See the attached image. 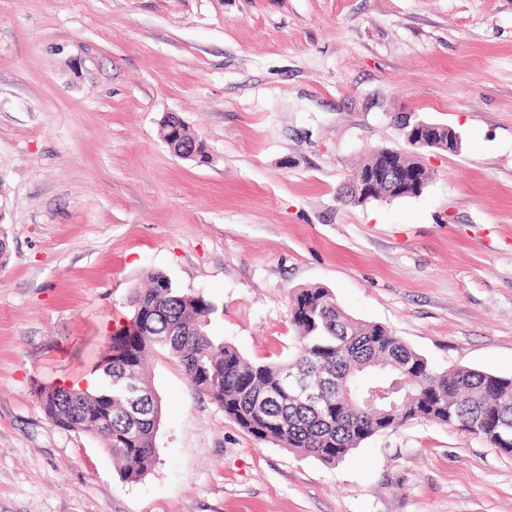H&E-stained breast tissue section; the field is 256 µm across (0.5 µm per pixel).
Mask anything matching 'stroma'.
<instances>
[{
	"instance_id": "stroma-1",
	"label": "stroma",
	"mask_w": 512,
	"mask_h": 512,
	"mask_svg": "<svg viewBox=\"0 0 512 512\" xmlns=\"http://www.w3.org/2000/svg\"><path fill=\"white\" fill-rule=\"evenodd\" d=\"M414 113L422 193L343 183ZM174 113L210 162L177 157ZM0 512H512V456L412 421L326 465L255 439L155 349L157 460L120 478L35 388L80 373L150 272L285 359L329 288L437 368L512 375V0H0Z\"/></svg>"
}]
</instances>
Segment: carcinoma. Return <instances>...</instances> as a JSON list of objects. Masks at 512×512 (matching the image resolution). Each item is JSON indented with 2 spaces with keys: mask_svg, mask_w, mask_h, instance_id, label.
<instances>
[{
  "mask_svg": "<svg viewBox=\"0 0 512 512\" xmlns=\"http://www.w3.org/2000/svg\"><path fill=\"white\" fill-rule=\"evenodd\" d=\"M167 144L185 146L194 137L175 115L163 123ZM416 180L395 189L349 198L356 203L412 197L426 186V170L417 153L396 152ZM150 286L134 289L128 320L137 332L117 333L97 356L103 379L92 390L45 385L35 400L52 423L97 438L112 456L120 477L139 480L156 461L155 431L160 400L144 372L147 356L157 347L177 359L196 387L254 438L334 465L375 436L409 421H426L469 431L480 422L477 438L512 454V376L470 368H434L427 358L379 323L354 319L325 287L292 291V351L281 362L249 361L231 344L208 332L217 305L203 295L188 294L161 273L148 275ZM406 365L412 383L392 393L395 405L376 410L356 405L371 387L394 381V364ZM301 373L325 385L323 405L303 403L288 373Z\"/></svg>",
  "mask_w": 512,
  "mask_h": 512,
  "instance_id": "carcinoma-1",
  "label": "carcinoma"
}]
</instances>
